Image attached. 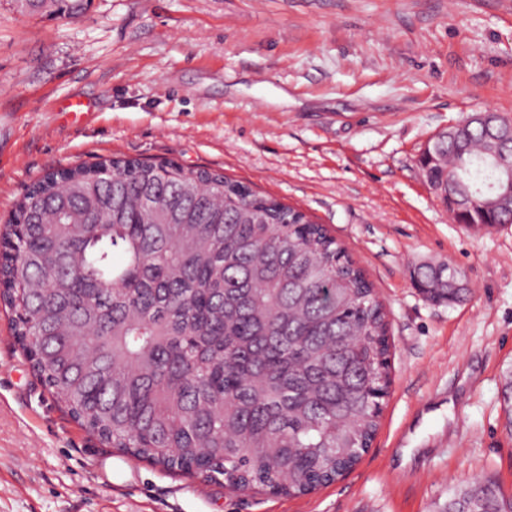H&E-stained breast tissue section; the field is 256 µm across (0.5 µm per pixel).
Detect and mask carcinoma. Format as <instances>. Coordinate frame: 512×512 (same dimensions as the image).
I'll return each instance as SVG.
<instances>
[{"instance_id":"1","label":"carcinoma","mask_w":512,"mask_h":512,"mask_svg":"<svg viewBox=\"0 0 512 512\" xmlns=\"http://www.w3.org/2000/svg\"><path fill=\"white\" fill-rule=\"evenodd\" d=\"M90 0H52L84 14ZM512 121L473 113L438 134L429 185L487 213L493 143L512 163ZM432 302L465 299V276L419 267ZM0 298L15 341L50 392L106 444L167 470L242 489L304 494L368 448L389 385L373 286L299 209L223 173L112 157L52 170L0 234ZM444 512H512L489 480L452 490Z\"/></svg>"}]
</instances>
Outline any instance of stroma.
<instances>
[{"label":"stroma","instance_id":"1","mask_svg":"<svg viewBox=\"0 0 512 512\" xmlns=\"http://www.w3.org/2000/svg\"><path fill=\"white\" fill-rule=\"evenodd\" d=\"M484 110L512 118V0H91L77 18L0 0V225L52 168L121 155L224 172L324 225L365 271L391 376L343 476L241 490L87 433L0 304V512H441L476 478L512 497V224L457 223L418 163ZM424 263L460 270L471 295L428 301Z\"/></svg>","mask_w":512,"mask_h":512}]
</instances>
